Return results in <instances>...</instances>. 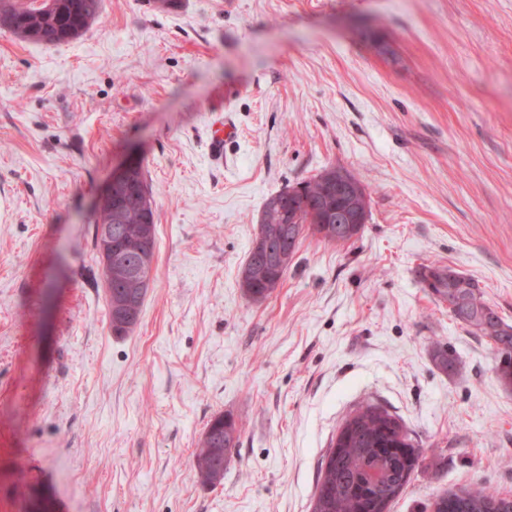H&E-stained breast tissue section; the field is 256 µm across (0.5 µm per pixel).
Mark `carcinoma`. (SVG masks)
I'll list each match as a JSON object with an SVG mask.
<instances>
[{
  "label": "carcinoma",
  "mask_w": 512,
  "mask_h": 512,
  "mask_svg": "<svg viewBox=\"0 0 512 512\" xmlns=\"http://www.w3.org/2000/svg\"><path fill=\"white\" fill-rule=\"evenodd\" d=\"M102 0H0V31L23 42L59 45L77 39L101 14ZM336 167H325L300 184L302 192L293 199L291 211L303 221L319 214L324 204H336L330 193V174ZM137 199L105 203L97 210L94 224H118L123 237L112 241L113 254L136 264L138 251L154 255L155 224L153 197L143 170L135 177ZM260 225L263 239H288L290 224L272 212ZM249 253L245 267L254 271L253 279L242 288L253 303L265 301L276 290V273L263 269ZM419 283L436 302L448 306V314L469 333L488 339L502 356L497 365L498 378L506 390L512 389V326L503 321L487 302L478 280L438 263L422 264L416 270ZM435 365L448 372L458 370V360L448 346L434 343ZM239 429L236 421L224 414L214 416L206 425L195 454L200 480L212 486L224 475L211 478L201 463L217 447L229 451L236 447ZM424 459V450L411 437L401 420L386 409L371 403L358 406L341 423L321 466L312 496V512H389V506L405 490ZM431 512H512V497L502 496L484 484L435 497Z\"/></svg>",
  "instance_id": "obj_1"
}]
</instances>
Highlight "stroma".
<instances>
[{"instance_id": "stroma-1", "label": "stroma", "mask_w": 512, "mask_h": 512, "mask_svg": "<svg viewBox=\"0 0 512 512\" xmlns=\"http://www.w3.org/2000/svg\"><path fill=\"white\" fill-rule=\"evenodd\" d=\"M131 159L154 282L116 336L93 219ZM327 166L368 185L370 220L343 245L304 234L250 302L265 201ZM430 262L512 325V0H103L69 43L0 33V512H311L367 402L424 450L390 512L512 496V390L418 282ZM219 414L240 434L210 486L194 455ZM210 136L208 144L210 156L214 161H220L224 157V139L231 135L232 127L224 123V115H215L210 120ZM431 512H512V497L502 496L484 484L437 495Z\"/></svg>"}]
</instances>
